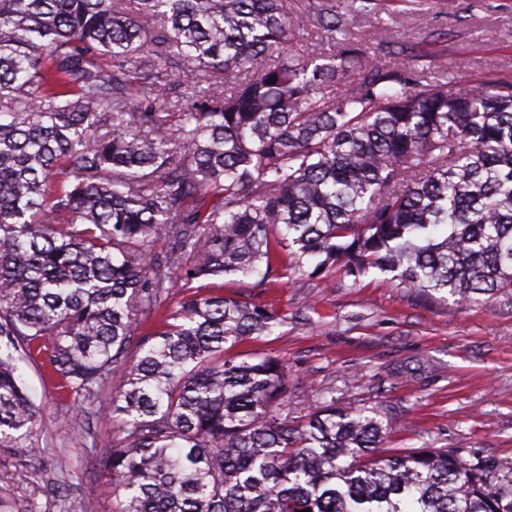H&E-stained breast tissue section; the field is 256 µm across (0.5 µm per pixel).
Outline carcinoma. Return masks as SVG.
Listing matches in <instances>:
<instances>
[{
	"instance_id": "1",
	"label": "carcinoma",
	"mask_w": 512,
	"mask_h": 512,
	"mask_svg": "<svg viewBox=\"0 0 512 512\" xmlns=\"http://www.w3.org/2000/svg\"><path fill=\"white\" fill-rule=\"evenodd\" d=\"M396 2L0 0L1 448L38 423L18 362L42 356L77 403L124 373L113 512H512V459L390 455L373 408L292 423L287 365L229 354L287 317L226 276L512 300V82L352 41ZM312 19L331 48L297 54Z\"/></svg>"
}]
</instances>
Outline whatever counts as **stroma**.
Masks as SVG:
<instances>
[{
  "label": "stroma",
  "mask_w": 512,
  "mask_h": 512,
  "mask_svg": "<svg viewBox=\"0 0 512 512\" xmlns=\"http://www.w3.org/2000/svg\"><path fill=\"white\" fill-rule=\"evenodd\" d=\"M455 14L424 8L409 22L368 17L352 36L368 48L403 31L418 68L461 69L472 82L512 79V0H455ZM286 316L272 335L238 346L288 367V417L297 421L333 387L339 408L375 407L390 420V448H457L469 460L512 457V303L424 302L384 277L352 282L341 269L280 279L267 293ZM41 423L27 448L0 447V487L15 512H112L105 445L119 417L60 396L47 368L19 364Z\"/></svg>",
  "instance_id": "35a3bbf8"
}]
</instances>
